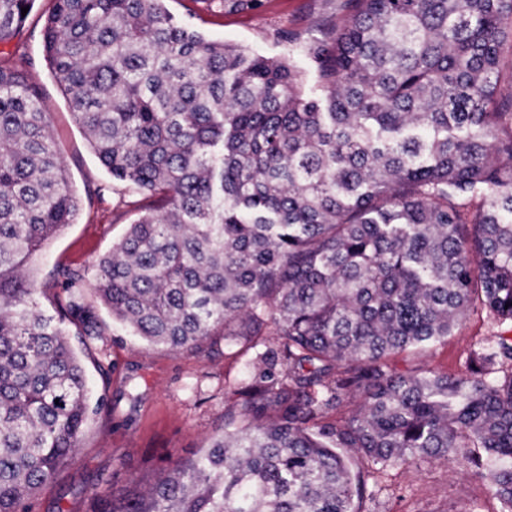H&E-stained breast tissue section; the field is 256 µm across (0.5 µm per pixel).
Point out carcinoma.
Segmentation results:
<instances>
[{
    "label": "carcinoma",
    "instance_id": "carcinoma-1",
    "mask_svg": "<svg viewBox=\"0 0 512 512\" xmlns=\"http://www.w3.org/2000/svg\"><path fill=\"white\" fill-rule=\"evenodd\" d=\"M34 2L0 0L1 44ZM163 2L54 0L46 19L75 122L144 196L94 271L58 266L50 311L28 270L79 200L27 73L0 62V512H30L78 451L92 408L67 325L104 335L98 303L151 347L240 368L210 448L91 512H359L352 458L373 473L462 448L512 512V336L457 377L390 367L478 305L512 321V0H337L343 25L284 34L318 97Z\"/></svg>",
    "mask_w": 512,
    "mask_h": 512
}]
</instances>
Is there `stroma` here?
Returning a JSON list of instances; mask_svg holds the SVG:
<instances>
[{"label": "stroma", "mask_w": 512, "mask_h": 512, "mask_svg": "<svg viewBox=\"0 0 512 512\" xmlns=\"http://www.w3.org/2000/svg\"><path fill=\"white\" fill-rule=\"evenodd\" d=\"M54 0H35L20 33L0 45V59L22 67L50 114L53 138L65 160L80 209L73 224L49 241L34 260L37 288H48L56 265L95 264L141 213L142 197L122 191L92 153L82 129L52 77L43 52V29ZM179 23L214 41L237 44L285 60L302 74L307 91L318 89L313 62L289 48L283 31L317 37L320 20L336 16L335 0H263L260 10L227 13L204 0H165ZM100 319L104 339L77 334L70 341L97 404L80 438L79 453L36 494L33 512H88L89 495L126 496L133 480L148 484L176 461L191 457L224 432V408L234 398L225 377L238 366L223 355L150 348L108 310ZM486 310L471 311L463 325L423 357L425 366L454 377L471 365L475 352L503 332ZM109 365L101 374V365ZM136 399H129V388ZM361 512H498L500 504L479 470L466 461L419 460L390 467L367 481Z\"/></svg>", "instance_id": "35a3bbf8"}]
</instances>
